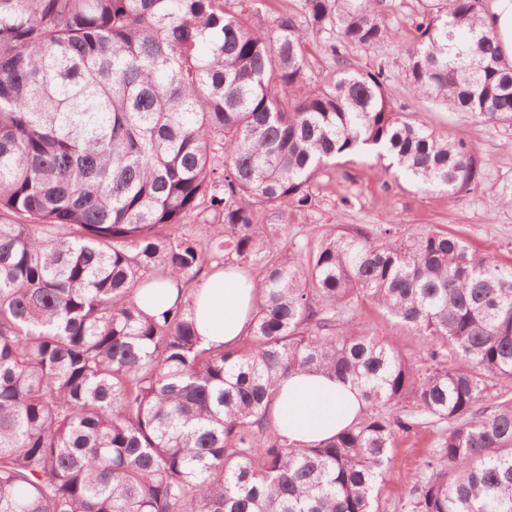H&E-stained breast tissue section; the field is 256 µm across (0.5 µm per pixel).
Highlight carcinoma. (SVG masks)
<instances>
[{
    "label": "carcinoma",
    "instance_id": "cac0c4a2",
    "mask_svg": "<svg viewBox=\"0 0 512 512\" xmlns=\"http://www.w3.org/2000/svg\"><path fill=\"white\" fill-rule=\"evenodd\" d=\"M404 76L512 125V59L481 0H423ZM255 26L235 0H0V512H382L399 434L436 430L416 512H512V267L442 232L326 229L294 253L259 205L305 209L318 169L379 147L426 191L480 185L463 138L388 106L338 61L393 32L372 0H301ZM338 62L310 83L308 29ZM261 269L251 330L202 345L188 285ZM180 292L149 315L137 291ZM369 298L428 364L354 324ZM365 400L318 445L271 412L293 372Z\"/></svg>",
    "mask_w": 512,
    "mask_h": 512
}]
</instances>
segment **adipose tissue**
I'll list each match as a JSON object with an SVG mask.
<instances>
[{
  "instance_id": "ef3b65f1",
  "label": "adipose tissue",
  "mask_w": 512,
  "mask_h": 512,
  "mask_svg": "<svg viewBox=\"0 0 512 512\" xmlns=\"http://www.w3.org/2000/svg\"><path fill=\"white\" fill-rule=\"evenodd\" d=\"M196 319L203 344L230 345L248 332L256 285L237 269L217 270L196 284ZM362 391L351 380L327 373H298L282 381L272 405L280 432L314 445L355 419Z\"/></svg>"
}]
</instances>
